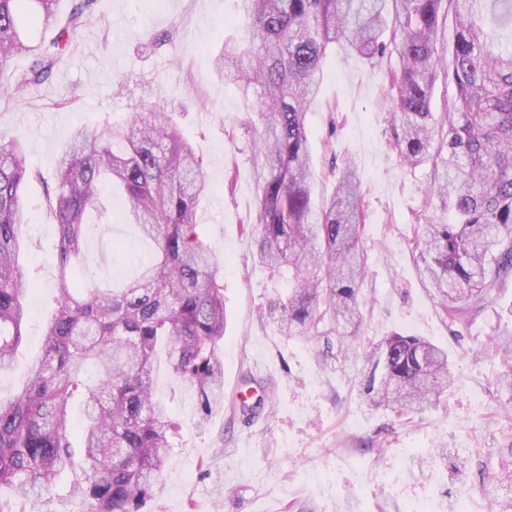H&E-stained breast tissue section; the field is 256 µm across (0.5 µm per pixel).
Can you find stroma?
<instances>
[{"label": "stroma", "instance_id": "35a3bbf8", "mask_svg": "<svg viewBox=\"0 0 512 512\" xmlns=\"http://www.w3.org/2000/svg\"><path fill=\"white\" fill-rule=\"evenodd\" d=\"M96 10L48 81L0 102V134L23 135L29 165L49 174L78 127L108 115L125 118L143 98L176 110L184 138L207 162L203 238L224 256V394L241 391L247 374L275 389L252 421L227 408L206 416L193 388L173 387L159 371L155 388L181 430L147 512H406L424 494L404 472L411 448L446 449L436 489L445 500L463 481L479 510L489 501L494 512H512V414L497 406L508 367L488 344L512 332V278L466 324L445 321L424 284L413 239L424 221L430 169L402 167L393 148L389 77L396 57L371 64L342 48L330 50L305 127L314 204L332 196L346 160L356 163L365 336H421L448 352L450 386L437 406L408 421L371 403L363 358L319 364L310 345L282 336L259 315L279 283L256 257V135L228 137L257 101L212 71L225 40L247 35L240 0H96ZM152 39L156 49L142 54L141 45ZM70 96L78 99L73 109H47V101ZM105 203L112 219L89 236L82 271L109 282L134 276L137 260L149 259L153 245L123 221L119 197ZM56 237V224L43 210H31L21 260L35 275L36 305L13 365L0 371L2 400L19 393L42 353L43 330L56 309ZM314 471L326 472L324 484L306 481Z\"/></svg>", "mask_w": 512, "mask_h": 512}]
</instances>
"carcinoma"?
<instances>
[{
    "instance_id": "cac0c4a2",
    "label": "carcinoma",
    "mask_w": 512,
    "mask_h": 512,
    "mask_svg": "<svg viewBox=\"0 0 512 512\" xmlns=\"http://www.w3.org/2000/svg\"><path fill=\"white\" fill-rule=\"evenodd\" d=\"M0 0V71L18 55L30 58L0 100L10 103L47 81L96 0ZM245 42H226L213 69L259 104L239 125H262L255 150L257 257L288 288L277 290L261 317L284 336L314 347L318 361L348 355L362 327L365 260L359 250L360 184L343 168L334 194L312 205L306 113L315 98L327 50L343 44L373 62L397 55L394 146L410 167L429 165L433 201L452 213L418 225L416 249L426 285L448 322L463 323L492 303L512 275V0H242ZM454 20L452 56L444 62L439 35ZM53 30L34 44L26 30ZM448 81L445 111H432L434 84ZM57 225V309L44 330V354L27 385L0 401V492L66 512L56 479L71 474L68 499L82 512H143L165 467L176 426L154 391L165 365L192 386L206 414L224 407V258L204 239V157L184 141L168 112L121 123L80 127L61 151L53 179L27 166L19 138L0 139V370L23 339L26 298L34 273L18 255L34 203ZM117 190L126 220L155 244L139 274L121 288L92 278L75 283L83 263L86 216L102 191ZM371 363V402L399 417L437 405L452 380L448 352L420 336L394 334L363 347ZM98 378L83 382L84 368ZM83 403L80 444L69 433L72 402Z\"/></svg>"
}]
</instances>
